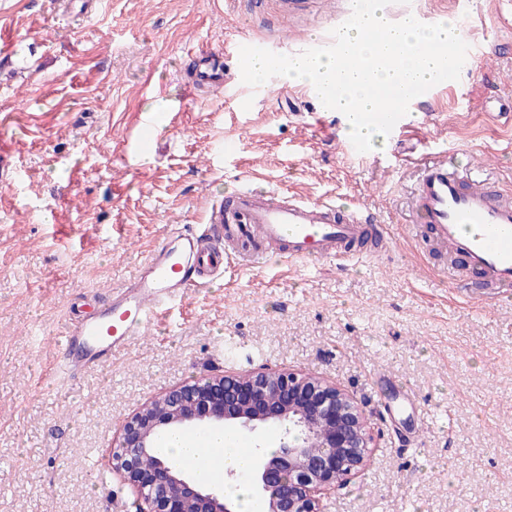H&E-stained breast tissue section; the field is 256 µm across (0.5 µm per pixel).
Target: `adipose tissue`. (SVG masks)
<instances>
[{
  "label": "adipose tissue",
  "mask_w": 512,
  "mask_h": 512,
  "mask_svg": "<svg viewBox=\"0 0 512 512\" xmlns=\"http://www.w3.org/2000/svg\"><path fill=\"white\" fill-rule=\"evenodd\" d=\"M460 32L461 25L453 18L445 19L431 33L415 18L391 25L380 5L375 4L346 32L341 54H301L276 65L257 56L248 61L247 74L251 79L262 80L275 71L283 80L312 87L336 111L345 113L348 134L370 140L377 132L362 124L361 115L373 109L375 93L402 84L416 86L434 81L443 60L422 56L420 44L430 38L444 41ZM159 451L202 481L227 469L248 473L255 460L254 454L240 448L236 437L221 428L197 438L184 434L165 438Z\"/></svg>",
  "instance_id": "1"
}]
</instances>
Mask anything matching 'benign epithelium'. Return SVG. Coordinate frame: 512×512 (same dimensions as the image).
Returning a JSON list of instances; mask_svg holds the SVG:
<instances>
[{
	"label": "benign epithelium",
	"instance_id": "7a95c632",
	"mask_svg": "<svg viewBox=\"0 0 512 512\" xmlns=\"http://www.w3.org/2000/svg\"><path fill=\"white\" fill-rule=\"evenodd\" d=\"M164 407L140 410L122 425L108 456L142 500L140 512H237L220 489L204 487L169 458L144 469L158 437L174 428L207 424L246 431L259 438L250 473L262 512H322L320 495L361 469L371 437L355 398L335 384L286 371H258L246 380L213 374L158 396ZM274 443L275 451L263 448Z\"/></svg>",
	"mask_w": 512,
	"mask_h": 512
}]
</instances>
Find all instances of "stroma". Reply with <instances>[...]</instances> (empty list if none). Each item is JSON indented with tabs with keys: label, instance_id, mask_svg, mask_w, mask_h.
Here are the masks:
<instances>
[{
	"label": "stroma",
	"instance_id": "obj_1",
	"mask_svg": "<svg viewBox=\"0 0 512 512\" xmlns=\"http://www.w3.org/2000/svg\"><path fill=\"white\" fill-rule=\"evenodd\" d=\"M470 2L463 24L487 54L419 98L404 131L349 153L342 113L309 86L250 79L224 46L317 52L350 0H0V512H139L107 465L127 418L259 367L336 383L363 410L372 447L323 512H512V289L460 303L446 253L406 238L425 232L421 162L512 192V127L486 112L512 83V26L495 23L499 0ZM210 58L227 81L196 86ZM245 186L371 209L390 248L228 267L109 363L45 379L70 324L131 283L170 225L202 229ZM397 385L421 405L407 422L379 407Z\"/></svg>",
	"mask_w": 512,
	"mask_h": 512
}]
</instances>
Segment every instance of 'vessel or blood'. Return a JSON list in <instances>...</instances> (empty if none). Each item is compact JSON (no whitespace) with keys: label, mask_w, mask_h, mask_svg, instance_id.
Returning <instances> with one entry per match:
<instances>
[{"label":"vessel or blood","mask_w":512,"mask_h":512,"mask_svg":"<svg viewBox=\"0 0 512 512\" xmlns=\"http://www.w3.org/2000/svg\"><path fill=\"white\" fill-rule=\"evenodd\" d=\"M470 42L465 34L441 46L447 58L443 84L455 85L462 51ZM416 97L413 91H393L390 105L379 107L376 122L391 125L394 113ZM413 208L435 244L447 248L448 277L461 294L476 296L459 275L463 268L496 288L512 287V195L474 170L458 171L435 160L422 166ZM375 222L365 209L344 215L331 203L278 200L269 191L241 189L230 203L213 205L206 234L171 230L130 285L114 290L94 316L71 324L61 349L64 370L99 366L162 310L182 301L190 288L206 285L228 262L220 240L234 242L247 267L264 265L266 244L291 261L322 260L349 256L350 244Z\"/></svg>","instance_id":"vessel-or-blood-1"}]
</instances>
